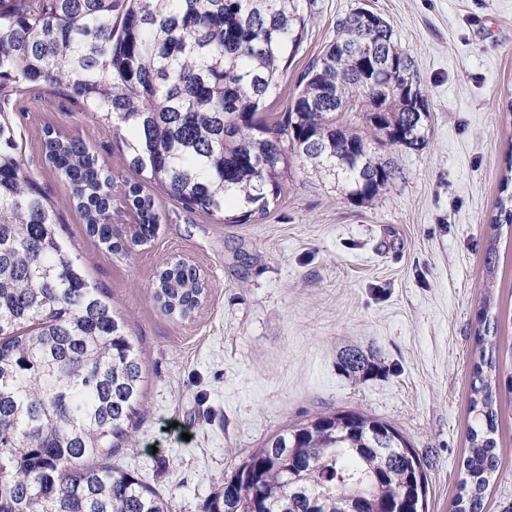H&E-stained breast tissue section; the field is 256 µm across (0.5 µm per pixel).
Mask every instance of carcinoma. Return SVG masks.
I'll list each match as a JSON object with an SVG mask.
<instances>
[{
    "label": "carcinoma",
    "instance_id": "cac0c4a2",
    "mask_svg": "<svg viewBox=\"0 0 512 512\" xmlns=\"http://www.w3.org/2000/svg\"><path fill=\"white\" fill-rule=\"evenodd\" d=\"M357 10L301 74L279 118L262 112L305 36L308 0H0V512H169L142 480L110 463L134 429L144 357L110 295L58 233L49 197L24 171L11 102L31 89L82 104L145 182L129 185L131 242L162 221L145 185L190 210L239 224L269 212L293 159L370 201L401 178L381 150L425 145L430 112L390 24ZM45 161L71 190L87 231L114 253L112 176L83 141L48 129ZM512 178L493 223L512 227ZM206 293L184 261L163 268L153 299L189 317ZM480 312L467 454L454 512H486L500 470L498 386ZM348 376L381 372L356 347ZM424 465L392 425L323 411L269 439L225 475L207 512H425Z\"/></svg>",
    "mask_w": 512,
    "mask_h": 512
}]
</instances>
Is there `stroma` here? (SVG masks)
<instances>
[{"label":"stroma","instance_id":"stroma-1","mask_svg":"<svg viewBox=\"0 0 512 512\" xmlns=\"http://www.w3.org/2000/svg\"><path fill=\"white\" fill-rule=\"evenodd\" d=\"M357 8L391 25L431 114L424 148L392 154L401 179L364 204L298 163L278 206L244 224L158 191L155 238L113 255L87 234L68 185L44 163V132L91 146L114 196L137 175L79 102L36 91L18 104L25 170L145 357L140 414L113 462L171 512H205L252 451L323 410L396 427L427 468L429 512H450L468 448L478 312L489 296L512 315V228L492 226L512 164V0H314L270 111L286 110L307 64L335 39L337 19ZM177 260L207 284L186 319L152 296L159 270ZM497 340L501 467L487 512L512 506V327ZM351 346L375 351L383 374L349 378L339 355Z\"/></svg>","mask_w":512,"mask_h":512}]
</instances>
